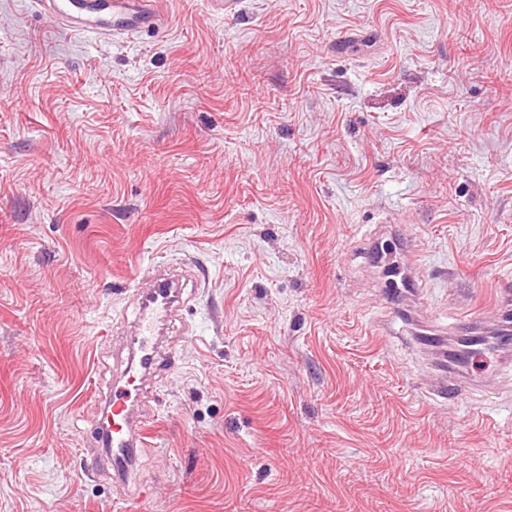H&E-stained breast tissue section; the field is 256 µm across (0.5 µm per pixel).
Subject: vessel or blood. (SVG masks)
<instances>
[{
	"instance_id": "vessel-or-blood-1",
	"label": "vessel or blood",
	"mask_w": 512,
	"mask_h": 512,
	"mask_svg": "<svg viewBox=\"0 0 512 512\" xmlns=\"http://www.w3.org/2000/svg\"><path fill=\"white\" fill-rule=\"evenodd\" d=\"M65 28L96 35H135L152 31L164 22L157 0H37ZM152 287L136 294L132 309L130 350L124 367L111 388L102 396L103 420L94 427V440L106 448L112 474L127 479L130 470L149 449L150 422L141 409L142 400L167 354L161 337L179 317L186 299L179 278L162 272L160 266L147 270Z\"/></svg>"
}]
</instances>
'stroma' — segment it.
Wrapping results in <instances>:
<instances>
[{
    "label": "stroma",
    "instance_id": "35a3bbf8",
    "mask_svg": "<svg viewBox=\"0 0 512 512\" xmlns=\"http://www.w3.org/2000/svg\"><path fill=\"white\" fill-rule=\"evenodd\" d=\"M160 8L96 40L0 0V512H512V348L438 402L410 323L512 293V0ZM393 235L427 305L379 336ZM151 264L193 333L134 480H90Z\"/></svg>",
    "mask_w": 512,
    "mask_h": 512
}]
</instances>
